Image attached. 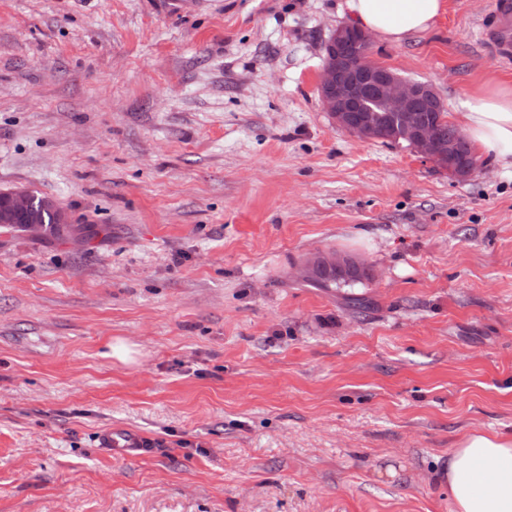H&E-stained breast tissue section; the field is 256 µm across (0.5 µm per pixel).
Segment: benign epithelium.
<instances>
[{"label":"benign epithelium","instance_id":"1","mask_svg":"<svg viewBox=\"0 0 512 512\" xmlns=\"http://www.w3.org/2000/svg\"><path fill=\"white\" fill-rule=\"evenodd\" d=\"M353 38L357 39L360 51L356 61L346 68L336 59V49ZM370 42L365 31L340 26L324 45L319 92L333 122L359 139H376L378 115L366 106V101L375 99L382 111L390 113L402 125L410 151L444 170L458 169L454 142H448L446 147L439 145L433 127L418 126L413 120L414 112L433 102V86L405 79L373 60ZM0 227H15L35 238L47 234L46 225L39 223L33 214L32 194L21 188L0 190ZM364 265L363 260L349 254L325 251L300 264L296 276L313 279L323 270L338 277L354 275Z\"/></svg>","mask_w":512,"mask_h":512}]
</instances>
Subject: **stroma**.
<instances>
[{"label": "stroma", "mask_w": 512, "mask_h": 512, "mask_svg": "<svg viewBox=\"0 0 512 512\" xmlns=\"http://www.w3.org/2000/svg\"><path fill=\"white\" fill-rule=\"evenodd\" d=\"M370 53L457 122L512 83L494 0ZM345 0H0V512H450L462 437L512 436V170L461 180L334 124ZM373 280L297 278L312 254ZM108 428L145 454L99 448ZM481 37L489 52L504 63H512V1L496 0L491 27L481 29ZM35 205L38 210V216L41 223L37 221L33 214L32 194L26 189L0 190V227H16L27 233L31 237L42 238L46 236L49 228L50 234L47 237H53L59 240H66L55 225L57 214L39 210V202L42 197L35 195ZM47 224V227H46ZM365 264L363 260L349 254L337 251L319 252L297 267L296 276L303 280L317 277L309 281L325 288H352L359 283L373 279L371 268L369 266L363 268ZM323 270L336 275L321 272ZM357 272L359 273L354 277L336 278L342 275H354Z\"/></svg>", "instance_id": "1"}]
</instances>
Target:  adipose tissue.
Here are the masks:
<instances>
[{
  "mask_svg": "<svg viewBox=\"0 0 512 512\" xmlns=\"http://www.w3.org/2000/svg\"><path fill=\"white\" fill-rule=\"evenodd\" d=\"M357 28L400 44L430 29L445 0H346ZM476 149L512 169V86L494 83L469 95L458 114ZM451 512H512V439L499 434L464 437L443 471Z\"/></svg>",
  "mask_w": 512,
  "mask_h": 512,
  "instance_id": "obj_1",
  "label": "adipose tissue"
}]
</instances>
